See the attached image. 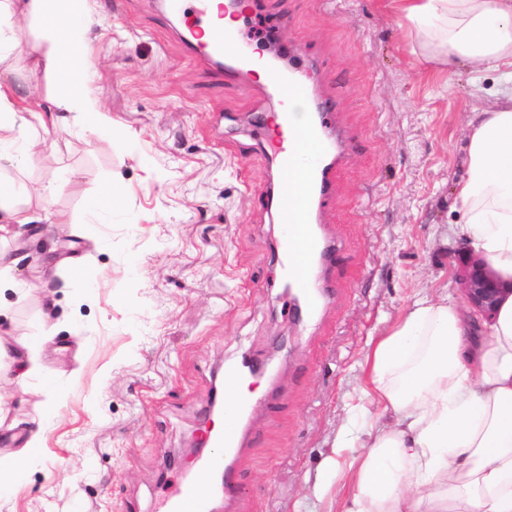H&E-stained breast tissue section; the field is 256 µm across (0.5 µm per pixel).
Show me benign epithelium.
I'll return each instance as SVG.
<instances>
[{
    "instance_id": "7a95c632",
    "label": "benign epithelium",
    "mask_w": 512,
    "mask_h": 512,
    "mask_svg": "<svg viewBox=\"0 0 512 512\" xmlns=\"http://www.w3.org/2000/svg\"><path fill=\"white\" fill-rule=\"evenodd\" d=\"M457 279L464 303L487 321L492 322L500 295L512 286L505 287L493 273L488 263L466 247L456 250Z\"/></svg>"
}]
</instances>
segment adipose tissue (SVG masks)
Listing matches in <instances>:
<instances>
[{
    "mask_svg": "<svg viewBox=\"0 0 512 512\" xmlns=\"http://www.w3.org/2000/svg\"><path fill=\"white\" fill-rule=\"evenodd\" d=\"M409 33L435 58L472 71L495 70L508 89L469 122V164L456 199L467 220L452 235L512 283V0H391ZM36 20L41 35L29 54L59 83L27 96L0 79V234L33 222L16 205L19 185L8 169L23 167L38 146L26 112H70L99 139L112 119L86 82L89 47L84 0H0V49L13 39V17ZM365 393L389 415L372 425L347 474L342 512H512V294L481 329L451 300L415 298L367 358ZM40 433L0 458V500L13 495L37 458Z\"/></svg>",
    "mask_w": 512,
    "mask_h": 512,
    "instance_id": "1",
    "label": "adipose tissue"
}]
</instances>
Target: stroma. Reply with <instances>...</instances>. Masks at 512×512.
<instances>
[{
	"instance_id": "1",
	"label": "stroma",
	"mask_w": 512,
	"mask_h": 512,
	"mask_svg": "<svg viewBox=\"0 0 512 512\" xmlns=\"http://www.w3.org/2000/svg\"><path fill=\"white\" fill-rule=\"evenodd\" d=\"M239 27L256 50L292 53L317 80L351 156L321 211L324 236L350 256L338 302L317 327L291 323L265 208L275 173L250 152L256 96L194 58L160 0H86L88 83L112 118L106 143L58 113L28 114L42 146L16 181L33 224L5 241L28 290H0L9 346L37 340L45 300L54 334L25 390L0 359V458L41 429L39 456L0 512H155L199 435L224 366L269 360L252 380L254 439L240 463L245 494L231 512H339L344 482L327 468L352 451L376 409L366 356L416 294L461 295L444 243L465 215L468 123L506 85L498 72L427 59L389 0H245ZM121 196L93 217L105 183ZM89 259L82 276L70 264ZM66 396L55 416V388ZM282 411L271 415L270 403Z\"/></svg>"
}]
</instances>
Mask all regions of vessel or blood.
Instances as JSON below:
<instances>
[{
  "instance_id": "b4317fda",
  "label": "vessel or blood",
  "mask_w": 512,
  "mask_h": 512,
  "mask_svg": "<svg viewBox=\"0 0 512 512\" xmlns=\"http://www.w3.org/2000/svg\"><path fill=\"white\" fill-rule=\"evenodd\" d=\"M167 10L179 17L193 14L189 49L195 56L221 68L226 81H245L257 61L239 33L215 16L212 0H167ZM266 72L259 91L276 96L279 108L270 113L257 107L251 138L277 171L266 205L284 227L275 250L296 299L288 314L312 317L338 297L325 278L333 251L315 226L348 155L330 133L315 86L274 66ZM252 409L251 399H237L223 428L206 429L204 448L188 463L189 477L167 495L165 512H223L241 498L243 473L236 460L248 439Z\"/></svg>"
}]
</instances>
